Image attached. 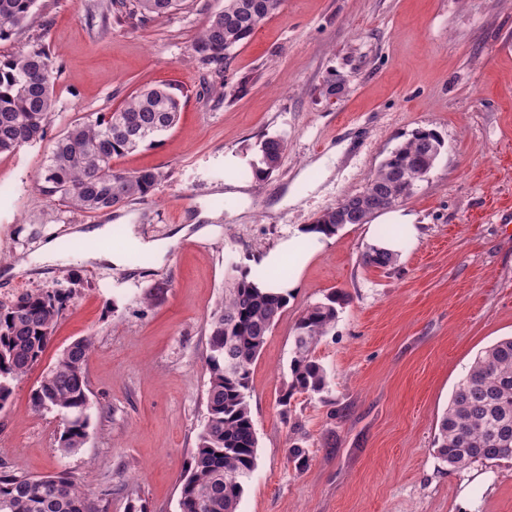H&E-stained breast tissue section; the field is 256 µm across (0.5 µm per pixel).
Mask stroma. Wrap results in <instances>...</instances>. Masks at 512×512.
Listing matches in <instances>:
<instances>
[{"instance_id": "stroma-1", "label": "stroma", "mask_w": 512, "mask_h": 512, "mask_svg": "<svg viewBox=\"0 0 512 512\" xmlns=\"http://www.w3.org/2000/svg\"><path fill=\"white\" fill-rule=\"evenodd\" d=\"M224 0H187L141 22L112 0H37L0 41V58L45 47L55 117L43 141L0 155V303L38 288L75 294L39 361L13 381L0 411V468L57 472L97 512H179L180 480L206 413V320L228 264L250 261L361 192L418 129L444 142L399 204L419 234L394 264L363 265L383 216L347 224L305 266L252 367L248 401L256 468L238 512H512V461L448 470L434 441L475 357L512 336V0H284L234 53L203 63L195 38ZM341 79V96L325 89ZM180 87V118L157 145L113 158L160 169L149 195L108 213L68 208L37 180L48 146L73 120L120 108L147 87ZM286 140L279 169L256 178L259 142ZM328 159V175L310 168ZM242 184L241 212L225 201ZM173 240L164 260L118 269L88 264L73 229L124 223ZM55 242V265L14 271ZM154 299H147L151 286ZM348 294L313 351L328 372L321 394L286 387L297 319L332 290ZM89 337L90 405L83 447L58 450L63 421L30 396L58 355ZM304 463L289 456L292 441Z\"/></svg>"}]
</instances>
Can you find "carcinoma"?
<instances>
[{
    "label": "carcinoma",
    "instance_id": "obj_1",
    "mask_svg": "<svg viewBox=\"0 0 512 512\" xmlns=\"http://www.w3.org/2000/svg\"><path fill=\"white\" fill-rule=\"evenodd\" d=\"M141 22L165 18L186 0H116ZM36 0H0V40L13 34L31 15ZM282 0H224L193 44L204 62L229 64L230 55L276 14ZM54 70L42 48L0 60V154H13L40 141L54 115ZM179 119V98L171 86L143 89L114 112L93 120H75L49 147L38 180L42 195L90 212H109L141 199L165 179L158 169L127 172L112 158L162 141ZM443 142L432 130L419 129L381 164L357 203L367 202L375 187L384 191L382 210L408 197L416 181L432 168ZM286 150L281 137L260 142L252 172L264 178L281 165ZM350 223L340 207L325 210L314 229L334 234ZM362 263L385 268L395 254L372 245ZM233 282L207 319L209 374L206 415L182 478L179 512H237L244 487L256 466L258 439L247 394L251 366L278 321L288 296L247 280L234 267ZM73 298L70 288H42L0 303V410L12 396L11 382L27 373L50 343L56 325ZM342 291L329 292L296 323L289 363V383L279 404L288 407L294 393L323 392L329 384L324 366L313 357L319 338L336 322ZM94 348L80 338L58 356L31 394L36 412L55 411L64 421L59 451L81 447L89 426L85 362ZM439 458L448 470L475 463L512 459V337L487 347L452 392L437 438ZM0 512H96L88 494L68 477L40 478L0 471Z\"/></svg>",
    "mask_w": 512,
    "mask_h": 512
}]
</instances>
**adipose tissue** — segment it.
I'll return each mask as SVG.
<instances>
[{"mask_svg": "<svg viewBox=\"0 0 512 512\" xmlns=\"http://www.w3.org/2000/svg\"><path fill=\"white\" fill-rule=\"evenodd\" d=\"M327 242L326 234L311 229L309 225H300L288 240L281 242L260 261L261 266L267 268L276 267L284 261L289 262L293 267L292 275L285 279H267L263 283L264 288L281 294L293 293L300 285L306 263L325 248Z\"/></svg>", "mask_w": 512, "mask_h": 512, "instance_id": "ef3b65f1", "label": "adipose tissue"}]
</instances>
